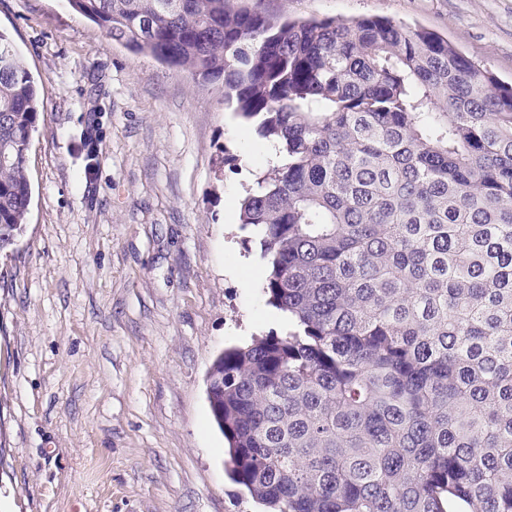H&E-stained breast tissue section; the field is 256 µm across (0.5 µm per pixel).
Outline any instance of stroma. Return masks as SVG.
<instances>
[{"label":"stroma","mask_w":512,"mask_h":512,"mask_svg":"<svg viewBox=\"0 0 512 512\" xmlns=\"http://www.w3.org/2000/svg\"><path fill=\"white\" fill-rule=\"evenodd\" d=\"M235 3L415 23L512 81V0ZM0 30L43 83L29 213L0 251V496L16 512H263L207 398L225 348L284 326L257 237L227 214L263 139L221 84L112 42L68 0H0Z\"/></svg>","instance_id":"stroma-1"}]
</instances>
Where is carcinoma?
<instances>
[{"instance_id":"obj_1","label":"carcinoma","mask_w":512,"mask_h":512,"mask_svg":"<svg viewBox=\"0 0 512 512\" xmlns=\"http://www.w3.org/2000/svg\"><path fill=\"white\" fill-rule=\"evenodd\" d=\"M220 80L266 160L240 200L288 326L224 349L208 401L270 512H512V83L386 16L69 0ZM38 88L0 31V250L31 199Z\"/></svg>"}]
</instances>
